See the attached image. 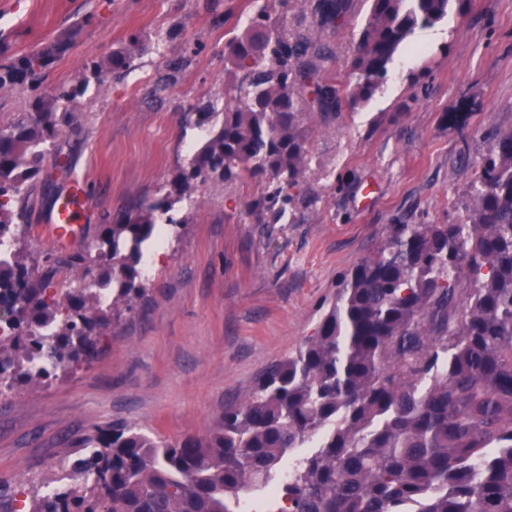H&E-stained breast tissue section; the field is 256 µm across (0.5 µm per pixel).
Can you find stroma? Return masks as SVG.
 Listing matches in <instances>:
<instances>
[{
    "label": "stroma",
    "mask_w": 512,
    "mask_h": 512,
    "mask_svg": "<svg viewBox=\"0 0 512 512\" xmlns=\"http://www.w3.org/2000/svg\"><path fill=\"white\" fill-rule=\"evenodd\" d=\"M275 29L331 55L327 74L354 82L351 61L368 10L352 0L320 27L309 0H263ZM250 0H0V41L28 52L69 38L48 73L70 83L88 58L108 60L138 36L131 69L105 70L69 106L52 149L63 160L29 186L25 240L58 286L79 277L72 255L131 205L159 198L200 137L199 106L223 111L240 74L229 41ZM308 163L293 200L272 176L198 184L173 210L148 301L122 316L97 356L68 376L0 396V485L19 494L61 480L73 441L124 423L177 440L206 433L224 408L317 328L342 278L392 224H457L473 172L496 134L512 130V0H469L416 29L368 101L303 116ZM87 180L82 240L48 243L41 220L73 178Z\"/></svg>",
    "instance_id": "stroma-1"
}]
</instances>
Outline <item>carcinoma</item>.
<instances>
[{
    "mask_svg": "<svg viewBox=\"0 0 512 512\" xmlns=\"http://www.w3.org/2000/svg\"><path fill=\"white\" fill-rule=\"evenodd\" d=\"M369 11L351 62L356 103L382 85L418 28L468 0H366ZM350 0H315L321 27ZM138 46L112 55L133 62ZM57 40L23 55L0 43V90L29 93L25 119L0 128V390L41 382L91 360L112 317L147 292L144 259L157 218L191 197L197 181L270 174L284 188L307 164L301 126L312 104L336 107L323 80L330 55L269 24L256 9L229 44L242 72L224 116L206 106L201 141L161 197L100 227L94 250L70 257L81 285L49 292L52 276L26 265L18 246L29 182L44 171L66 104L100 79L91 60L66 85L48 87ZM461 224H392L386 240L345 276L315 335L270 365L244 400L205 436L167 442L108 424L75 442L85 477L76 488L33 497L30 512H512V131L488 148L468 191ZM264 490L241 502L240 492Z\"/></svg>",
    "mask_w": 512,
    "mask_h": 512,
    "instance_id": "cac0c4a2",
    "label": "carcinoma"
}]
</instances>
